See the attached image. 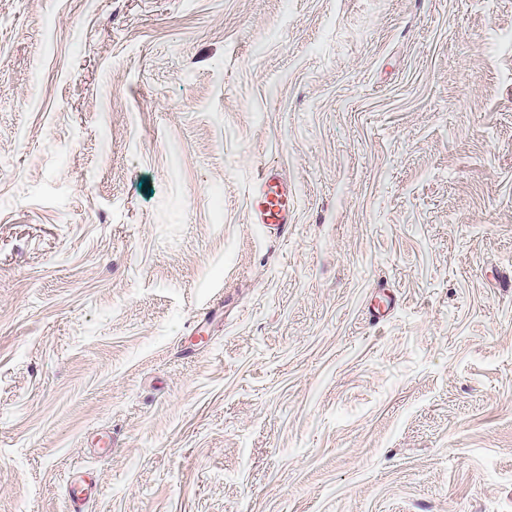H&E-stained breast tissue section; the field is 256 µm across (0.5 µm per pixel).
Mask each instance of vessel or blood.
<instances>
[{
	"label": "vessel or blood",
	"mask_w": 512,
	"mask_h": 512,
	"mask_svg": "<svg viewBox=\"0 0 512 512\" xmlns=\"http://www.w3.org/2000/svg\"><path fill=\"white\" fill-rule=\"evenodd\" d=\"M294 197L288 185L274 169L262 171L251 200V214L256 223L268 224L280 235H287L293 221ZM96 491L84 476L71 474L69 478V512H85L87 500Z\"/></svg>",
	"instance_id": "obj_1"
}]
</instances>
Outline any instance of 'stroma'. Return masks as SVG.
<instances>
[{
  "label": "stroma",
  "instance_id": "stroma-1",
  "mask_svg": "<svg viewBox=\"0 0 512 512\" xmlns=\"http://www.w3.org/2000/svg\"><path fill=\"white\" fill-rule=\"evenodd\" d=\"M508 273L512 0H0V512H512ZM294 197L288 183L273 168L259 175L258 186L251 200V214L258 224H268L282 236L288 234L293 222ZM80 468H74L69 478V512H85L87 500L96 492V486H92L86 478L78 475Z\"/></svg>",
  "mask_w": 512,
  "mask_h": 512
}]
</instances>
